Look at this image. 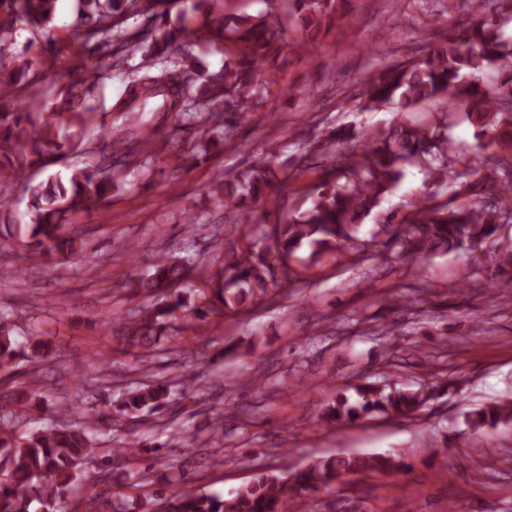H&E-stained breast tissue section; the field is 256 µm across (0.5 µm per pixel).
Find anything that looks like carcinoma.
<instances>
[{"label": "carcinoma", "instance_id": "obj_1", "mask_svg": "<svg viewBox=\"0 0 512 512\" xmlns=\"http://www.w3.org/2000/svg\"><path fill=\"white\" fill-rule=\"evenodd\" d=\"M216 0H192L190 22L169 18L171 0H79L75 32L81 46L94 42V50L126 61L137 55L141 62L124 82L109 111L96 115L78 86L103 79L104 69L79 60L71 83L49 100L32 107L12 97L9 88L29 80L35 59L29 52L13 51L17 27L36 32L28 46L48 37L46 26L54 14L55 0H0V179L24 183L28 221L15 216L0 224V241L23 246L29 264L70 261L83 252L81 235L69 227L67 217L81 210L101 208L115 189L112 170L118 166L154 160L158 148L148 137H136L117 152L106 143V116L124 117L131 123L147 105L155 112H171L175 124L197 125L224 131V140L200 143L193 158L221 148L235 138L240 116L265 106L270 87L278 83L277 61L284 53L304 55L316 46L314 33L324 19H332L343 0H270V12L285 4L288 21L278 17L233 14L217 16ZM474 23L453 40L432 41L424 53L388 68L369 82L354 87L347 99L365 104H390L397 119L384 131L361 132L360 150L347 148L353 130L344 126L302 147L296 161L311 149L327 156L328 168L301 205L273 224L259 226V234L220 267L160 256L143 275L131 272L124 285L149 302L120 321L122 341L131 348L152 352L167 324L180 317L190 327H200L210 314H236L253 306L296 272L287 259L304 245L315 259L326 252L368 251L371 243L358 244L352 233L381 200L394 191L405 166L417 165L435 187L452 189L448 200L435 201L436 192L407 204L397 225L384 224L380 232L408 254L426 255L436 246H467L471 263L481 265L495 255L496 274L512 281V252L494 250V237L502 224L512 223V40L497 28L512 21V0H468ZM149 20L137 39L113 37L130 16ZM204 42L224 51V65L196 79L198 61L190 54L177 59L184 47ZM496 69L507 91L491 95L476 78ZM445 97L448 110L417 123L408 112L419 104ZM462 101L467 106L481 150L463 154L448 137V112ZM76 159L70 173L50 175L33 182L28 173L39 172L47 158ZM290 174L274 159H262L251 169L228 177H214L208 197L224 214H234L240 224L252 223V203L278 208L269 197L283 188ZM203 284L190 293L188 280ZM19 355L11 328L0 324V370L17 367ZM147 381L122 396L118 409H157L170 399L169 383L152 379L150 368L140 365ZM0 394V512H76L72 497L84 491L87 509H105L111 503L97 485L119 484L115 464L140 455L146 441L131 435L124 448L101 454L97 446L98 401L85 396L91 380L77 381L80 403L61 405L56 419L41 429H22L19 408L40 409L38 375ZM360 400L351 404L339 398L324 409L329 424L393 413L408 417L434 396L427 391L401 390L388 383H367L357 388ZM512 421V402L481 405L467 414L471 431ZM100 456L99 479L85 482L83 467ZM405 467V458L339 454L322 458L288 475L258 473L232 497L199 492H173L160 502L158 512H297L296 499L327 491L354 475L390 473Z\"/></svg>", "mask_w": 512, "mask_h": 512}]
</instances>
